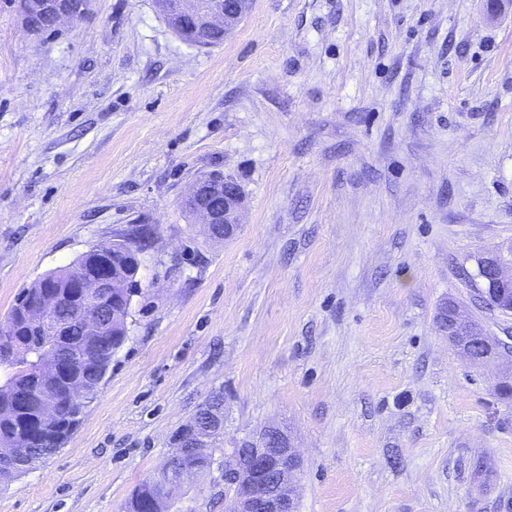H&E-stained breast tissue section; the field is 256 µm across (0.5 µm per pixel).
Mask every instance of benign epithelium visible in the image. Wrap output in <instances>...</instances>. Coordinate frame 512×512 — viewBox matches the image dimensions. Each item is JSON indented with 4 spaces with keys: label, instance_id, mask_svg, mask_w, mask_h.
<instances>
[{
    "label": "benign epithelium",
    "instance_id": "benign-epithelium-1",
    "mask_svg": "<svg viewBox=\"0 0 512 512\" xmlns=\"http://www.w3.org/2000/svg\"><path fill=\"white\" fill-rule=\"evenodd\" d=\"M93 0H12V7L23 26L33 34L55 32L67 19L82 17L91 12ZM159 7L168 27L185 39L210 29H219L229 36L249 11V0H159ZM244 192L240 185L228 178L215 184L208 176L196 180L191 192L184 198L191 214L202 218L207 234H215L214 226L224 225V235L241 223ZM481 270L491 273L499 284H512V240L503 241L484 252L479 264ZM81 297L95 303L109 295L122 283L99 275L77 277ZM452 308L448 332L464 333L471 319L456 302ZM481 354L457 346L467 361L484 364L500 353V340L482 336L478 340ZM28 450L0 447V473L8 474L29 466ZM302 467V459L288 434L269 425L256 434H247L224 452V491L226 512H297L294 482ZM163 471L176 473L166 484L169 497L176 498L182 484L196 476V468L186 463V450L174 449Z\"/></svg>",
    "mask_w": 512,
    "mask_h": 512
}]
</instances>
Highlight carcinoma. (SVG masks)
Returning a JSON list of instances; mask_svg holds the SVG:
<instances>
[{"label": "carcinoma", "instance_id": "1", "mask_svg": "<svg viewBox=\"0 0 512 512\" xmlns=\"http://www.w3.org/2000/svg\"><path fill=\"white\" fill-rule=\"evenodd\" d=\"M77 269L113 274L126 287L113 291L104 304L107 325L95 334L79 327L69 336V356L74 367L52 373L43 369V359L54 347V326H36L28 317L27 303L43 298V289L64 296L73 291L71 275ZM136 282L129 280L122 261L112 263V243L97 245V250L81 255L72 265L50 272L21 289L8 314V331L0 330V346L14 349L13 358L2 361L4 380L0 381V445L30 448L31 460L37 462L61 448L79 424L88 404L98 396L101 383L112 363V354L127 337V319ZM78 380L82 396L76 400L68 391ZM57 410L51 420H42L47 407ZM224 410V396L216 393L201 404L194 415L177 428L174 435L193 433L212 437L216 443L224 435L216 414ZM174 503L158 483L144 479L123 505V512H174Z\"/></svg>", "mask_w": 512, "mask_h": 512}]
</instances>
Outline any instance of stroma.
<instances>
[{"label":"stroma","mask_w":512,"mask_h":512,"mask_svg":"<svg viewBox=\"0 0 512 512\" xmlns=\"http://www.w3.org/2000/svg\"><path fill=\"white\" fill-rule=\"evenodd\" d=\"M217 171L246 199L224 241L182 206ZM132 224L127 339L0 512H121L218 391L225 443L290 435L298 512H512V350L471 364L436 319L512 336L474 281L512 239V7L254 0L211 48L157 0L51 35L0 8V321Z\"/></svg>","instance_id":"1"}]
</instances>
